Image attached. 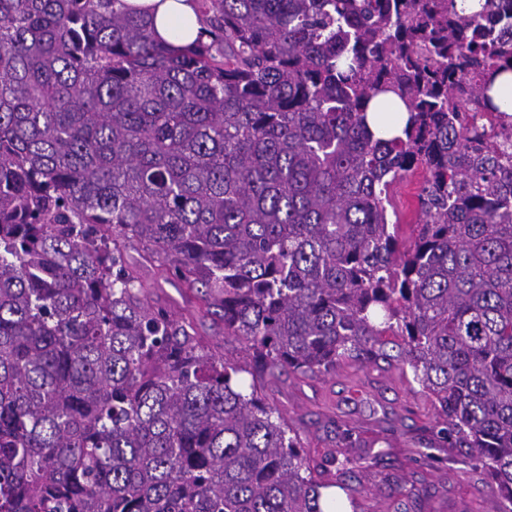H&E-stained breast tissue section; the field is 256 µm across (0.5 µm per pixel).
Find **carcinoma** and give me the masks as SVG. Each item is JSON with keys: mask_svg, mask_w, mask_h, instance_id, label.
Returning a JSON list of instances; mask_svg holds the SVG:
<instances>
[{"mask_svg": "<svg viewBox=\"0 0 512 512\" xmlns=\"http://www.w3.org/2000/svg\"><path fill=\"white\" fill-rule=\"evenodd\" d=\"M121 2L0 0V512H323L259 380L393 357L512 512V0ZM129 8L153 17L154 37L172 50H181L194 43L201 30L195 0H123ZM176 19L186 21L180 31L173 30ZM419 177L400 182L394 189V204L400 217V236L408 240L413 234L417 210V194L419 190ZM215 345L218 354H223L225 359L245 364L248 360L242 345L232 337L224 336H207Z\"/></svg>", "mask_w": 512, "mask_h": 512, "instance_id": "carcinoma-1", "label": "carcinoma"}]
</instances>
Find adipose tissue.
Segmentation results:
<instances>
[{"label":"adipose tissue","instance_id":"ef3b65f1","mask_svg":"<svg viewBox=\"0 0 512 512\" xmlns=\"http://www.w3.org/2000/svg\"><path fill=\"white\" fill-rule=\"evenodd\" d=\"M128 7L152 16L155 39L173 50L194 43L201 26L196 14L195 0H123ZM183 20L181 30H174V20Z\"/></svg>","mask_w":512,"mask_h":512}]
</instances>
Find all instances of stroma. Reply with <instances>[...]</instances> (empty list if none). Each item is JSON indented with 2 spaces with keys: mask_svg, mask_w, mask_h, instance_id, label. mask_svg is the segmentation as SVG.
<instances>
[{
  "mask_svg": "<svg viewBox=\"0 0 512 512\" xmlns=\"http://www.w3.org/2000/svg\"><path fill=\"white\" fill-rule=\"evenodd\" d=\"M261 394L312 462L343 447L354 465L349 512H500L476 463L443 445L431 397L400 363L347 364L327 376L277 372Z\"/></svg>",
  "mask_w": 512,
  "mask_h": 512,
  "instance_id": "35a3bbf8",
  "label": "stroma"
}]
</instances>
